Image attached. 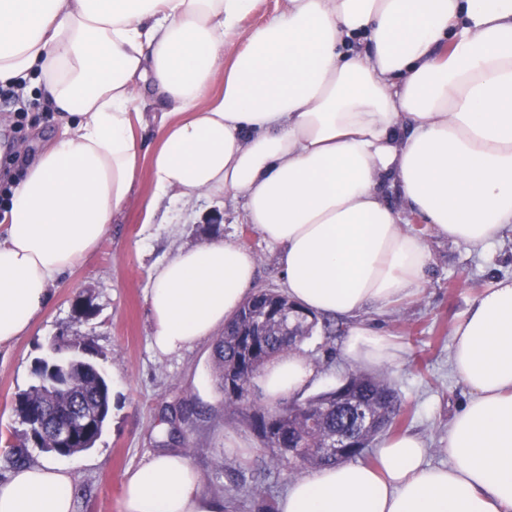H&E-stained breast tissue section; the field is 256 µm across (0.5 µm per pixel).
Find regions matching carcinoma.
<instances>
[{
    "label": "carcinoma",
    "mask_w": 512,
    "mask_h": 512,
    "mask_svg": "<svg viewBox=\"0 0 512 512\" xmlns=\"http://www.w3.org/2000/svg\"><path fill=\"white\" fill-rule=\"evenodd\" d=\"M317 325V318L291 303L287 295L259 289L224 325V334L213 347V363L224 403L241 415L273 457L286 462L292 456L301 464L321 468L364 456L377 435L396 425L400 400L381 377L351 373L331 390L283 402L277 415L248 403L247 393L258 371L271 358L300 350ZM50 366L49 361H40L34 369L36 382L16 397L27 441L43 450L54 447L49 433L30 425L29 412L46 411L49 421H65L82 406L100 412L93 437L73 452L89 450L109 414L108 381L89 361L72 358L47 376ZM338 436L346 440L342 448L336 447Z\"/></svg>",
    "instance_id": "carcinoma-1"
}]
</instances>
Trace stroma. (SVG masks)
Listing matches in <instances>:
<instances>
[{"label":"stroma","instance_id":"stroma-1","mask_svg":"<svg viewBox=\"0 0 512 512\" xmlns=\"http://www.w3.org/2000/svg\"><path fill=\"white\" fill-rule=\"evenodd\" d=\"M151 193L150 176L142 174L97 251L56 287L26 336L0 346V477L10 469L11 447L24 440L14 400L32 384L35 361L49 354L54 340L83 336L90 342L84 359L122 384L110 389V413L95 446L63 459L73 476L75 512H120L125 473L161 448L182 450L206 491L222 497L228 512L272 510L288 485L310 475L311 467L282 465L225 406L214 377L213 339L169 355L152 349L147 295L151 266L179 249L216 239L253 253L255 288L282 292L279 251L245 223L242 199L203 195L176 204L164 201L148 224L142 204ZM404 229L430 248L424 285L390 314L372 313L368 319L402 347L397 365L378 370L401 398L397 428L420 434L429 448L428 462L440 466L448 462L442 451L448 423L468 397L450 371L451 329L476 296L497 280L512 278V232L481 251L434 237L414 215ZM330 324L335 335L320 329L301 346V356L315 369L304 397L334 388L356 370L341 351L347 323L334 317ZM238 479L246 492L236 489Z\"/></svg>","mask_w":512,"mask_h":512}]
</instances>
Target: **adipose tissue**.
I'll use <instances>...</instances> for the list:
<instances>
[{
	"label": "adipose tissue",
	"instance_id": "1",
	"mask_svg": "<svg viewBox=\"0 0 512 512\" xmlns=\"http://www.w3.org/2000/svg\"><path fill=\"white\" fill-rule=\"evenodd\" d=\"M256 3L0 0V83L44 89L60 120L0 212V346L98 248L144 168L148 215L167 196L242 198L245 222L279 249L289 299L345 319L342 353L367 368L402 348L365 314L413 298L431 261L403 213L475 249L512 230V0H279L242 29ZM148 87L165 109L146 155L133 119ZM254 281V255L220 240L153 266L154 349L212 336ZM451 336L469 397L448 425L447 465L401 432L376 464L294 480L277 512H512V279L478 295ZM313 378L304 357L279 355L257 384L276 403ZM0 512H75L69 470L13 468ZM121 512L224 502L167 449L126 472Z\"/></svg>",
	"mask_w": 512,
	"mask_h": 512
}]
</instances>
